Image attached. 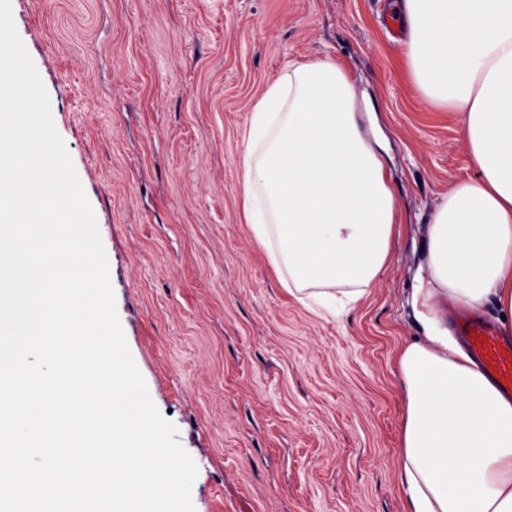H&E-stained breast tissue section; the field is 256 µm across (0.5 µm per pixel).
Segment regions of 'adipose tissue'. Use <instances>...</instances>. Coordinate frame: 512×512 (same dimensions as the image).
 Segmentation results:
<instances>
[{
    "label": "adipose tissue",
    "mask_w": 512,
    "mask_h": 512,
    "mask_svg": "<svg viewBox=\"0 0 512 512\" xmlns=\"http://www.w3.org/2000/svg\"><path fill=\"white\" fill-rule=\"evenodd\" d=\"M404 55L432 103L463 117L479 182L454 183L427 227L413 291L423 336L398 358L407 512H512V400L449 336V303L512 315V0H400ZM331 59L285 66L243 133L242 212L280 283L349 311L385 264L396 222L384 157Z\"/></svg>",
    "instance_id": "ef3b65f1"
}]
</instances>
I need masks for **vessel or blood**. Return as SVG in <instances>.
<instances>
[{"instance_id": "1", "label": "vessel or blood", "mask_w": 512, "mask_h": 512, "mask_svg": "<svg viewBox=\"0 0 512 512\" xmlns=\"http://www.w3.org/2000/svg\"><path fill=\"white\" fill-rule=\"evenodd\" d=\"M457 329L469 352L506 395L512 394V339L504 337L490 321L468 313L460 314Z\"/></svg>"}]
</instances>
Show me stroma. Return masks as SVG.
Returning <instances> with one entry per match:
<instances>
[{"label": "stroma", "mask_w": 512, "mask_h": 512, "mask_svg": "<svg viewBox=\"0 0 512 512\" xmlns=\"http://www.w3.org/2000/svg\"><path fill=\"white\" fill-rule=\"evenodd\" d=\"M388 0H11L94 210L150 397L197 466L194 512H406L399 351L436 203L478 181L462 115L410 79ZM370 97L400 217L341 318L279 282L245 224L241 136L291 62Z\"/></svg>", "instance_id": "1"}]
</instances>
